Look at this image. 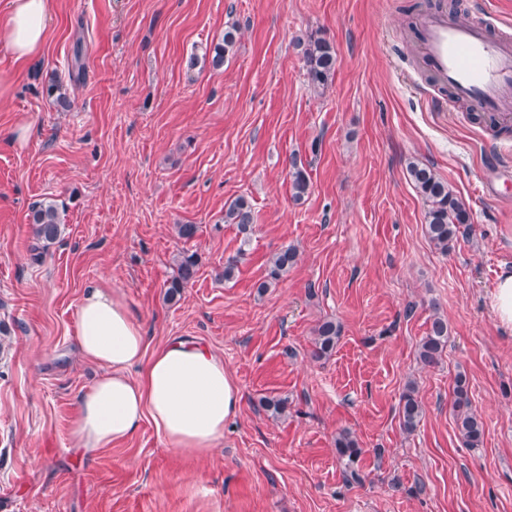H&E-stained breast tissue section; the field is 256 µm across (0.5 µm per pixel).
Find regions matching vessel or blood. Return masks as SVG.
I'll list each match as a JSON object with an SVG mask.
<instances>
[{
  "label": "vessel or blood",
  "instance_id": "obj_1",
  "mask_svg": "<svg viewBox=\"0 0 512 512\" xmlns=\"http://www.w3.org/2000/svg\"><path fill=\"white\" fill-rule=\"evenodd\" d=\"M419 42L440 86L454 100L496 120L512 117L511 34H492L481 18L458 23L433 14L424 19Z\"/></svg>",
  "mask_w": 512,
  "mask_h": 512
}]
</instances>
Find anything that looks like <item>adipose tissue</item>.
<instances>
[{
	"mask_svg": "<svg viewBox=\"0 0 512 512\" xmlns=\"http://www.w3.org/2000/svg\"><path fill=\"white\" fill-rule=\"evenodd\" d=\"M51 19V0H9L0 32L16 62L40 52ZM84 358L101 374L78 397L71 435L86 454L111 446L151 420L170 447L204 456L224 438V422L239 405L240 391L224 362L198 341L170 339L146 355L140 325L111 289L92 286L77 316ZM139 368L131 378V368Z\"/></svg>",
	"mask_w": 512,
	"mask_h": 512,
	"instance_id": "ef3b65f1",
	"label": "adipose tissue"
}]
</instances>
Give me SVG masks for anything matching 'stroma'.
Here are the masks:
<instances>
[{
  "label": "stroma",
  "mask_w": 512,
  "mask_h": 512,
  "mask_svg": "<svg viewBox=\"0 0 512 512\" xmlns=\"http://www.w3.org/2000/svg\"><path fill=\"white\" fill-rule=\"evenodd\" d=\"M414 2L52 0L41 53L15 63L0 37V512H512V326L492 309L512 267V124L493 131L437 102L408 27L437 9L512 23V0ZM310 35L336 49L322 89L303 68ZM295 157L310 179L299 201ZM412 162L470 213L448 252L426 235ZM239 196L254 211L247 239L224 221ZM43 200L63 231L37 260L28 213ZM289 246L294 267L258 292ZM187 250L199 271L167 301ZM99 284L122 294L148 351L186 337L223 359L242 398L210 454L170 447L147 420L76 453L77 397L100 373L77 312ZM437 313L448 344L429 368L416 351ZM325 320L341 335L317 360ZM460 373L483 421L476 448L455 425ZM409 386L423 416L407 433ZM343 433L361 449L356 481Z\"/></svg>",
  "instance_id": "35a3bbf8"
}]
</instances>
